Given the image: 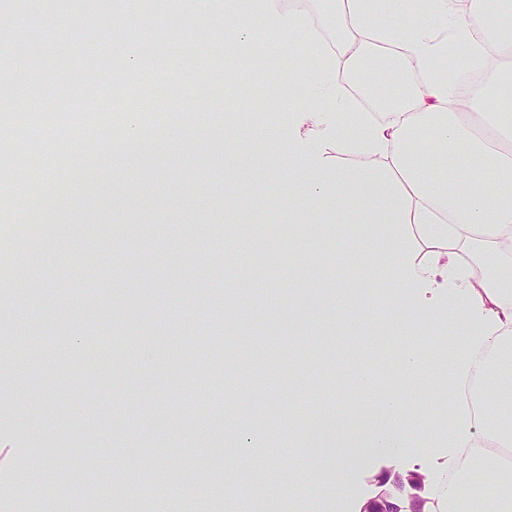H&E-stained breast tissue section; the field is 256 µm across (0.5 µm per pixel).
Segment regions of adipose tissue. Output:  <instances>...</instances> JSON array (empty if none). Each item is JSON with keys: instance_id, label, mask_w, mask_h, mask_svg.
I'll return each mask as SVG.
<instances>
[{"instance_id": "adipose-tissue-1", "label": "adipose tissue", "mask_w": 512, "mask_h": 512, "mask_svg": "<svg viewBox=\"0 0 512 512\" xmlns=\"http://www.w3.org/2000/svg\"><path fill=\"white\" fill-rule=\"evenodd\" d=\"M316 26L280 0H226L241 49L259 33L299 35L303 64L285 95L282 150L314 145L312 166L290 165L288 221L383 224L365 236L367 283L392 282L397 298L336 316L409 336L403 370L437 389L448 385V417L404 407L401 388L350 408L342 426L367 447L394 452L424 442L446 451L448 478L427 490V512H512V88L489 100L461 88L479 74L512 71V0H321ZM391 59L415 77L404 101L383 117L356 103H383L376 71ZM467 152L448 169L430 164V145ZM452 338L448 376L436 375L433 337Z\"/></svg>"}]
</instances>
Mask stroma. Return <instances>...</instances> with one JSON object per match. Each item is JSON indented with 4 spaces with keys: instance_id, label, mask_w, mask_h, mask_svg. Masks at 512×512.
Instances as JSON below:
<instances>
[{
    "instance_id": "1",
    "label": "stroma",
    "mask_w": 512,
    "mask_h": 512,
    "mask_svg": "<svg viewBox=\"0 0 512 512\" xmlns=\"http://www.w3.org/2000/svg\"><path fill=\"white\" fill-rule=\"evenodd\" d=\"M61 2L38 0L22 15L17 0H0V16L17 20L0 30V72L9 76L0 94L22 103L20 112H0V145L22 151L15 166H0V211L19 224L37 214L45 227L28 242L23 274L0 280V356L14 373L36 378L0 389V512H47L41 475L63 462L92 474L58 501L61 512H129L133 503L139 512H166V489L181 481L198 488L195 512H285L288 484L300 475L310 488L304 512H333L319 482L325 468L350 476L347 510L360 512L382 470L441 479L437 452L416 446L394 456L332 427L310 434V417L342 416L364 400L358 373L392 387L386 363L401 358L407 339L336 318V298L368 295L352 283L363 259L353 247L368 225H347L340 241L327 221L309 224L301 249L292 248L288 167L278 137L265 134L274 124L287 130L288 115L273 109L278 88L267 72L254 77L263 98L226 112L211 86L171 68L184 46L193 49L188 67L210 55L222 0L187 24L176 18L178 0L157 10L139 0H79L65 24ZM66 43L92 47L107 101L129 89L125 65L140 60L138 87L152 107L139 114L140 138L121 145L92 136L46 168L50 133L22 115L66 111L86 98L84 58L64 52ZM176 125L185 135L174 141L167 131ZM229 133L273 170L260 200L241 207L250 232L232 251L224 197L237 185L221 169ZM60 324L66 337L52 349L19 350L18 336ZM252 394L263 402L250 404ZM21 398L29 403L22 413ZM108 432L119 451L100 449ZM243 436L253 448L247 462L237 450ZM33 448L46 456L31 457ZM145 454L153 457L147 471L138 465ZM118 460L123 498L95 499V471ZM20 471L29 478L21 493Z\"/></svg>"
}]
</instances>
